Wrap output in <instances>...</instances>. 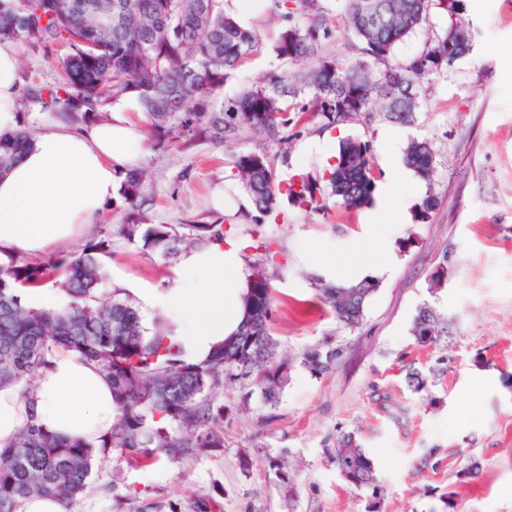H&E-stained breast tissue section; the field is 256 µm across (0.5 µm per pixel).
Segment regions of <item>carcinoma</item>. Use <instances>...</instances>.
<instances>
[{"label": "carcinoma", "instance_id": "carcinoma-1", "mask_svg": "<svg viewBox=\"0 0 512 512\" xmlns=\"http://www.w3.org/2000/svg\"><path fill=\"white\" fill-rule=\"evenodd\" d=\"M377 2L382 18L372 25L363 0H343L346 26L356 38V56L343 63L319 55L333 37L321 0H283L310 23L286 26L277 55L315 65L302 74L266 75L210 111L204 109L205 101L258 45L252 31L224 12L222 0H0V41L24 40L34 46L61 41L68 46L62 59L64 81L36 86L31 94L72 124L86 122L111 100L134 94L155 128H168L178 116L181 124H196L224 143L253 131L284 146L290 137L282 131L288 113L296 109L311 113L325 128L365 112H382L410 124L420 108V80L474 52L470 26L461 17L462 0ZM434 4L446 11L449 25L406 65L390 64L395 46L427 22ZM306 90L310 98L300 107L294 99ZM33 141L26 128L0 135V175ZM404 159L419 177H432L435 151L429 142L411 140ZM234 169L255 210L261 215L273 211L280 185L266 156L239 154ZM143 183L142 173L132 172L121 194L133 203ZM327 183L346 207L369 203L375 188L369 145L343 140ZM316 190L317 184L303 177L289 184L288 195L311 207L317 203ZM117 233L163 256L224 238V232L208 224H192L186 234L171 224H121ZM111 248L112 234L105 232L78 256L51 257L37 267L0 265V388L14 387L28 399L49 357L72 351L100 368L119 410L112 430L93 441L48 434L30 416L13 440L0 445V512H14L15 501L27 496L51 495L70 506L88 487L94 458L111 448L136 461L160 453L178 460L200 448H217L221 442L212 425L224 421V407H214L213 396L226 381H245L260 371L261 392L271 405L278 403L288 381V360L277 358L270 333L273 298L257 311L245 294L246 316L232 336L236 344L227 353L220 347L205 361L190 362L174 324L159 318L149 328L129 300H99L97 255ZM46 280L55 281L68 304L58 309L24 305L20 289ZM316 286L336 321L354 328L363 320L376 283L363 279L337 286L320 277ZM442 332L435 311L420 308L412 327L418 344L435 345ZM335 356L330 350H310L303 364L320 374ZM331 460L354 487L377 489L374 464L352 435L337 438Z\"/></svg>", "mask_w": 512, "mask_h": 512}]
</instances>
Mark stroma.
<instances>
[{
    "instance_id": "35a3bbf8",
    "label": "stroma",
    "mask_w": 512,
    "mask_h": 512,
    "mask_svg": "<svg viewBox=\"0 0 512 512\" xmlns=\"http://www.w3.org/2000/svg\"><path fill=\"white\" fill-rule=\"evenodd\" d=\"M323 4L333 37L321 53L348 61L355 39L342 4ZM463 15L474 23L475 52L421 82L422 105L409 125L366 113L328 130L306 118L283 149L248 134L222 143L178 123L160 135L146 113H133L149 129L140 164L146 182L136 205L117 198L95 231L132 222L223 229L242 244L245 264L263 261L273 270L270 331L291 364L277 404L265 402L254 379L224 389L222 447L175 462L161 454L148 465L116 449L96 458L71 512H512V0H466ZM250 26L256 51L210 96L208 109L269 73L303 70L275 51L285 26L280 13ZM17 47L20 125L38 131L56 115L28 89L58 81L68 47ZM327 134L368 143L380 185L403 165L411 139L432 144V179L415 175L397 188L402 222L365 223L363 208L330 196L328 174L309 148ZM247 152L264 154L280 183L304 174L320 184L317 207L283 194L275 211L257 217L232 168L233 157ZM218 185L221 214L212 208ZM430 195L439 204L426 213ZM99 262L98 297L130 300L152 325L158 313L142 308L141 297L170 283L179 259L116 235ZM359 263L388 269L376 275L363 321L351 329L320 302L313 279L347 282ZM437 270L445 286L434 292L429 279ZM426 304L448 321L436 346L419 345L411 333ZM312 349L336 354L322 374L301 362ZM412 372L425 379L422 391L410 383ZM348 433L372 459L379 494L354 488L332 463L331 448ZM272 457L287 480L269 468Z\"/></svg>"
}]
</instances>
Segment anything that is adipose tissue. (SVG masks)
<instances>
[{"label": "adipose tissue", "instance_id": "adipose-tissue-1", "mask_svg": "<svg viewBox=\"0 0 512 512\" xmlns=\"http://www.w3.org/2000/svg\"><path fill=\"white\" fill-rule=\"evenodd\" d=\"M19 69L14 42H0V134L19 126ZM138 109L126 96L112 103L108 119L80 129L57 122L36 135L0 176V251L42 254L73 239L111 205L145 150L146 131L130 118ZM247 289L240 246L217 241L184 253L178 277L143 302L177 324L189 359L199 362L238 330ZM117 414L97 366L62 352L40 371L29 402H21L15 388H0V443L32 417L47 432L91 439L108 432Z\"/></svg>", "mask_w": 512, "mask_h": 512}]
</instances>
